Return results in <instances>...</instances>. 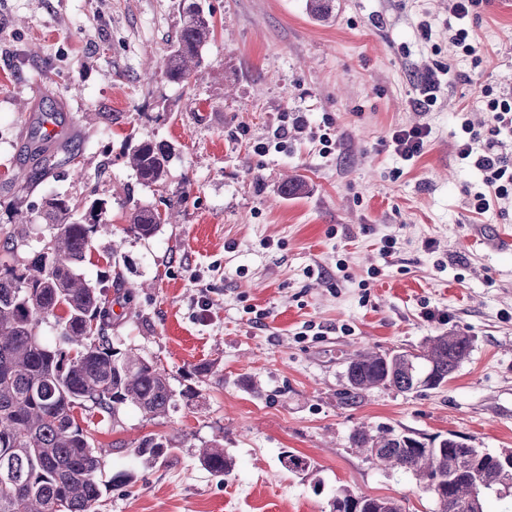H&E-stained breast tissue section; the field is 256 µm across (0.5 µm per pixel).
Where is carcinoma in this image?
Here are the masks:
<instances>
[{
  "label": "carcinoma",
  "mask_w": 512,
  "mask_h": 512,
  "mask_svg": "<svg viewBox=\"0 0 512 512\" xmlns=\"http://www.w3.org/2000/svg\"><path fill=\"white\" fill-rule=\"evenodd\" d=\"M213 34V25L198 0H182V23L175 43L159 69L171 81L185 82L200 65V47ZM30 138L37 143L35 170L24 177V191L48 175L57 164L42 141L49 135L38 125ZM128 162L145 186L163 187L168 177L170 150L140 141L127 152ZM184 198L177 199L180 205ZM174 204V205H176ZM174 205L161 213L137 206L113 242L112 253L125 238H150L171 220ZM79 204L63 196L45 198L43 216L49 237L26 263L15 261V243L23 234L5 237L0 258V512H99L97 473L102 449L81 426L76 412L92 404L103 415L119 420L133 406L150 419L165 417L174 394L165 369L127 349L114 347L106 330L112 326V301L79 273L93 247L95 234L112 230L94 202L80 216ZM63 316H57V311ZM59 318V343L49 345L38 336V326ZM472 342L454 332L428 337L418 352L379 353L371 349L349 357L345 386L339 392L345 405L360 402L374 389L413 391L416 367L430 372L424 387L437 389L469 357ZM352 447L378 465L412 475L420 489L434 476L447 482L434 498L436 512H469L473 475L498 480L493 453L481 459L462 440L398 433L392 428L355 429ZM174 438L150 435L138 441L136 457L152 467L175 456ZM202 466L217 477L228 475L233 460L218 444L205 446ZM357 499L360 512H403L391 498H376L336 490L331 512H348Z\"/></svg>",
  "instance_id": "cac0c4a2"
}]
</instances>
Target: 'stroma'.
Listing matches in <instances>:
<instances>
[{"instance_id":"35a3bbf8","label":"stroma","mask_w":512,"mask_h":512,"mask_svg":"<svg viewBox=\"0 0 512 512\" xmlns=\"http://www.w3.org/2000/svg\"><path fill=\"white\" fill-rule=\"evenodd\" d=\"M180 3L0 0V241L22 210L17 258L29 261L52 195L102 202L116 230L133 205L186 198L176 223L120 254L97 233L80 266L96 286L118 263L136 291L112 307L113 343L157 361L175 393L159 421L132 407L116 422L80 414L105 451L100 512H330L340 488L434 512L411 475L349 437L364 424L512 449V203L473 213L481 175L455 151L457 112L488 126L482 88L512 92V0L470 18L478 56L453 60L448 0H333L323 20L307 0H201L214 33L175 83L152 66L176 38ZM437 61L453 68L424 112L415 87ZM52 107L57 143L80 157L21 193L25 133ZM414 124L431 134L406 161L390 135ZM144 139L171 149L165 188L140 184L127 162ZM291 175L304 194L282 193ZM449 331L472 351L443 387L341 403L355 351H415ZM212 361L216 373H195ZM149 434L174 437L175 457L138 464L134 442ZM214 442L234 461L223 479L199 462ZM289 452L309 470L288 471ZM121 472L131 480L115 482Z\"/></svg>"}]
</instances>
